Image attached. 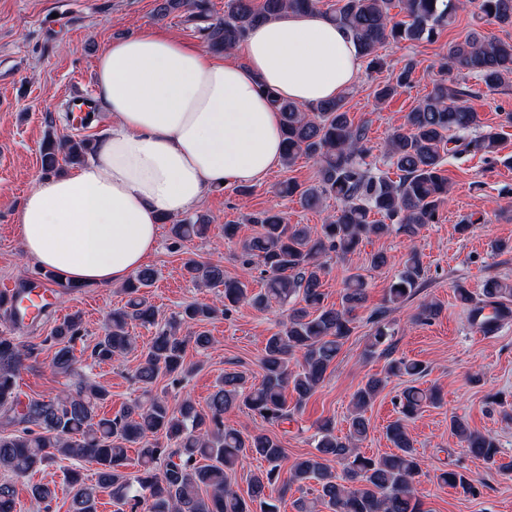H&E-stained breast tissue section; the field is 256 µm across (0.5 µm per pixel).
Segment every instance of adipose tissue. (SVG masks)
<instances>
[{
  "label": "adipose tissue",
  "mask_w": 512,
  "mask_h": 512,
  "mask_svg": "<svg viewBox=\"0 0 512 512\" xmlns=\"http://www.w3.org/2000/svg\"><path fill=\"white\" fill-rule=\"evenodd\" d=\"M241 50L242 65L151 29L112 41L95 64L112 129L89 163L25 196L26 258L73 283L124 282L155 249L160 214L182 215L223 183L262 184L282 164L267 91L309 107L362 70L354 41L316 10L256 25Z\"/></svg>",
  "instance_id": "adipose-tissue-1"
}]
</instances>
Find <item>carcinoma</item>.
I'll list each match as a JSON object with an SVG mask.
<instances>
[{"instance_id":"obj_1","label":"carcinoma","mask_w":512,"mask_h":512,"mask_svg":"<svg viewBox=\"0 0 512 512\" xmlns=\"http://www.w3.org/2000/svg\"><path fill=\"white\" fill-rule=\"evenodd\" d=\"M319 0H227L224 19L199 28L208 49L226 52L243 42L259 23L286 11L305 12L317 8ZM394 0H336L329 18L344 28L371 67L382 66L380 49L391 42H416L431 38L437 28L449 23L458 9L455 0H399L405 19L392 14ZM199 10L201 0H159L157 13L166 16L183 8ZM478 17L512 26V0H476ZM448 60L475 76L485 89L502 87L512 79V43L492 39L479 31L448 46ZM414 61L410 60L388 81L377 85L375 98L384 104L410 87ZM279 112L284 135V162L304 156L319 162L318 181L303 185L281 184L279 194L296 196L304 208L339 202L336 215L316 228L290 224L273 209L250 217L260 231L242 244L244 264L261 269L264 288L253 292L242 280L224 277V267L188 259L184 271L208 288H223L222 306L190 303L167 321L140 354L136 377L145 388L160 378L178 383L189 373L186 350L189 343L205 350L212 338L195 326L229 314L242 303L257 309L274 304L288 307L279 329L267 337L260 359L262 379L247 385L237 370L226 371L210 395L207 409H198L189 396L176 404L151 394L126 407L114 417L98 409L111 396L101 384L86 380L79 372L75 344L83 337L80 315L73 314L57 326L44 342L54 348L52 363L72 379L70 389L54 397L21 400L17 373L26 361L36 359L40 345L25 344L0 332V512H14L13 480L26 478L56 461L89 460L97 465L95 483L88 484L76 469L69 471V512H96L98 494L109 491L121 512H278L275 501L291 487L313 480L327 512H424L413 481L420 458L407 431L409 420L428 406L440 403L439 391L406 387L398 397V417L386 427V437L396 452L380 457L358 451L367 438V411L384 387V380L369 378L352 396L348 432L340 437L328 421L317 429L316 452L295 460L284 473L286 449L268 426L288 419L285 392L295 394L300 408L317 391L345 341L351 336L357 311L366 301L364 266L356 265L344 281L339 306L325 304L322 277L329 258L350 260L360 255V244L370 236L399 234L413 240L420 229L432 224L447 202L448 179L442 174L447 154L480 153L489 159L498 151L500 133L481 125L478 112L469 105L475 91L464 82L436 79L431 91L405 115L404 123L387 139L386 157L399 172L397 180L369 172L367 127L355 125L338 96L311 108L284 100L268 92ZM91 140L60 139L50 133L40 151L43 174L58 173L64 165H80L94 154ZM381 219H373V215ZM161 223L170 224L175 243L204 236L206 215L195 214ZM156 277L152 268L139 270L124 285L127 302L106 317L103 334L91 350L99 363L115 360L136 348L129 330L133 322L153 324L156 312L146 302L142 289ZM424 279L419 253L411 251L398 270L383 303L369 320L372 333L365 354L389 357L386 374L421 378L427 366L420 361L391 357L393 330L387 313L415 294ZM456 294L467 306L471 321L491 332L504 314L501 299L512 296V283L489 280L481 297L459 284ZM440 305H421L416 321L428 324L438 318ZM239 411L258 423L257 431L244 433L227 423ZM449 429L470 453L489 465L497 463L500 444L496 436L470 429L461 416L450 418ZM138 448L129 463L127 447ZM255 456L267 466L248 478L246 495L231 484L241 461ZM341 466L332 469L330 462ZM136 467L133 472L129 466ZM442 484L459 488L466 495L479 494V480L456 468L441 471ZM33 498L51 505L55 488L37 483Z\"/></svg>"}]
</instances>
